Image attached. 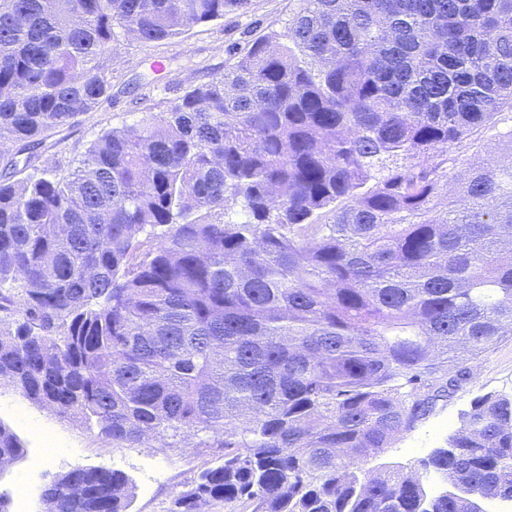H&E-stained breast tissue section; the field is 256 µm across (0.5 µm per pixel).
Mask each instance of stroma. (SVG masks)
I'll return each instance as SVG.
<instances>
[{
  "instance_id": "stroma-1",
  "label": "stroma",
  "mask_w": 512,
  "mask_h": 512,
  "mask_svg": "<svg viewBox=\"0 0 512 512\" xmlns=\"http://www.w3.org/2000/svg\"><path fill=\"white\" fill-rule=\"evenodd\" d=\"M298 0H250L247 10L226 13L152 43L121 38L110 57L112 92L95 111L78 114L46 144L40 165L67 173L86 145L102 131L166 109L165 86L203 83L223 74L261 37L282 34ZM489 392L512 394V337L479 362L476 378L452 397L438 401L428 417L404 433L391 448L368 459L367 468L397 467L423 472L427 490L441 489L438 475L424 473L429 453L444 446L472 401ZM0 424L22 441L24 457L0 471V492L9 498L7 512H43L41 493L56 475L101 467L124 472L133 486L128 512H170L199 475L221 463L220 448H170L154 451L112 443L98 429L33 402L0 384Z\"/></svg>"
}]
</instances>
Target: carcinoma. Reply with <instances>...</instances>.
Instances as JSON below:
<instances>
[{"label": "carcinoma", "instance_id": "cac0c4a2", "mask_svg": "<svg viewBox=\"0 0 512 512\" xmlns=\"http://www.w3.org/2000/svg\"><path fill=\"white\" fill-rule=\"evenodd\" d=\"M249 0H0V381L131 448L224 449L171 512H472L512 496V395L419 475L368 458L512 335V0H298L67 177L47 133L109 99L119 38ZM495 130L492 162L454 154ZM24 456L0 424V460ZM124 473L47 512H128Z\"/></svg>", "mask_w": 512, "mask_h": 512}]
</instances>
